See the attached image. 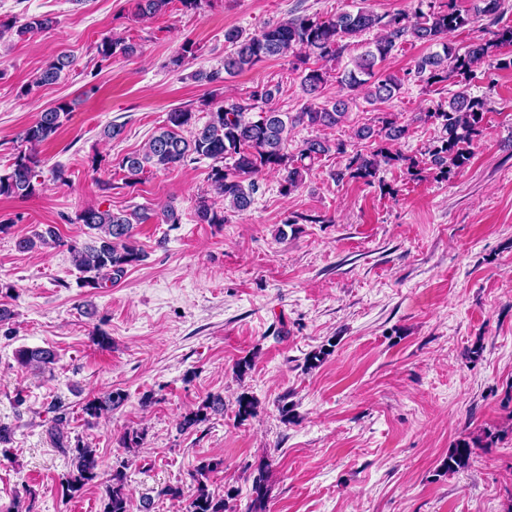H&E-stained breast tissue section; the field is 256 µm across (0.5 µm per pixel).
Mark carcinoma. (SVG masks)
Listing matches in <instances>:
<instances>
[{
	"label": "carcinoma",
	"instance_id": "obj_1",
	"mask_svg": "<svg viewBox=\"0 0 512 512\" xmlns=\"http://www.w3.org/2000/svg\"><path fill=\"white\" fill-rule=\"evenodd\" d=\"M478 13L491 19V37L470 44L459 53L448 43V36L473 22L471 15L460 9L457 0H448L438 10L428 13L418 11L413 15L396 14L389 18L378 16L364 7L357 11H344L334 18L321 20L309 15H298L285 21L265 26L253 34H244L238 28L224 31V42L231 50L224 55V65L200 74L207 83L218 86L224 75L237 74L268 58H282L297 51L305 52V59L313 56L319 61L335 62L349 47V40L370 29L380 30L373 42L351 60V67L337 73L338 83L347 90L332 101L320 106L314 104L292 114L279 112L271 107L280 93V85L263 84L254 87L249 96L234 102L221 103L209 112V119L199 126L195 113L184 109L167 114L166 124L151 137L140 151L123 155L117 162L124 172L123 186L133 189L141 183L148 171H168L188 162L211 160L207 182L210 193L196 199L195 215L201 224H225L228 213H243L258 191L257 177L265 171L282 175L281 193L285 196L296 191L303 183L315 162L322 156L336 151L347 153L342 141L330 142L322 137L308 138L294 151L288 150L290 131L297 126L332 129L348 119L353 93L363 90L370 102H386L396 97L402 88V80L383 71L381 64L398 45L414 41L436 46L438 50L422 56L415 64L414 77L426 85L447 82L451 79L462 84L474 75L481 64L506 69L512 68V56L500 57V49L512 46V25H499L503 0H481ZM171 0H136V15L152 17L161 12ZM55 20L48 16H34L18 29L0 22V38L16 31L24 37L51 28ZM137 52L135 44L124 40L106 39L98 46L104 58L115 54L132 56ZM74 64L66 54L49 62L33 79L32 85L40 87L56 83L63 71ZM329 72L323 68L306 67L302 70L304 92L317 97L328 82ZM486 101L461 88L447 100L437 104L431 112H423L420 120L441 128V136L429 146L431 165L441 177L463 168L471 157L470 147L483 134ZM68 106L62 103L37 113L35 120L20 134L28 150L19 152L11 170L0 174V197L27 199L39 191L36 182L37 168L41 165L37 147L51 140L67 115ZM409 125L399 122L392 115L381 120L375 131L369 126L356 129L359 140L379 137L377 146L369 152L356 151L348 156L344 168L335 173L336 181L361 180L371 184L383 165L405 163L408 173L417 175L419 163L393 150V146L406 138ZM149 219L145 208L103 210L89 206L79 215V221L96 231L90 243L65 239L52 226L36 231L17 243L20 251H32L49 245L64 248L71 255L74 266L83 273L82 286L97 289L104 280L116 282L126 272L138 266L144 259L143 249L135 238V227ZM15 359L23 368L40 369L56 361V353L47 348L22 347ZM127 398L120 389L102 397L87 400L82 411L90 418L123 405ZM257 401L242 394L237 398V417L244 421L256 414ZM224 412V398L211 395L197 409L182 416L180 427L188 430L208 420L210 413ZM63 417L58 416L49 429V435L64 453L72 454L73 468L61 478L62 493L66 497L79 494L89 485L101 486L102 512H132V502L127 491V464L121 461L113 467L110 478L100 481L102 461L96 449L71 440L61 432ZM144 434L139 430H127L120 437L123 448L136 451L142 445ZM495 439L494 434L462 439L448 452L445 467L454 473L469 465L472 449L483 448V440ZM223 465L221 460H205L190 474L193 492L187 512H266L268 489L264 467L253 479L254 497L244 510L238 509L237 489L229 487L217 494L209 489L210 474Z\"/></svg>",
	"mask_w": 512,
	"mask_h": 512
}]
</instances>
